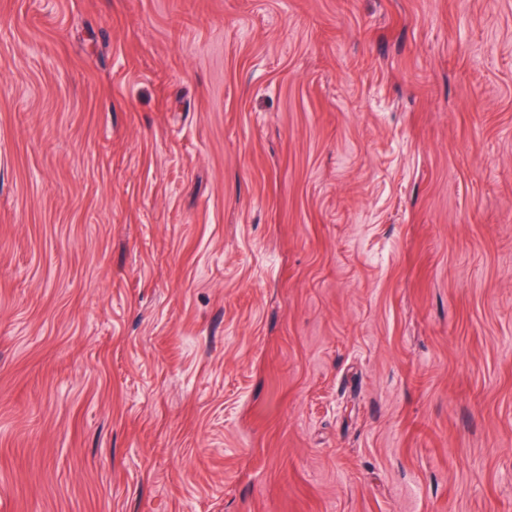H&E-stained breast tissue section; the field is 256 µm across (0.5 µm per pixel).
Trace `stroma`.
I'll list each match as a JSON object with an SVG mask.
<instances>
[{
	"label": "stroma",
	"instance_id": "1",
	"mask_svg": "<svg viewBox=\"0 0 512 512\" xmlns=\"http://www.w3.org/2000/svg\"><path fill=\"white\" fill-rule=\"evenodd\" d=\"M0 512H512V0H0Z\"/></svg>",
	"mask_w": 512,
	"mask_h": 512
}]
</instances>
